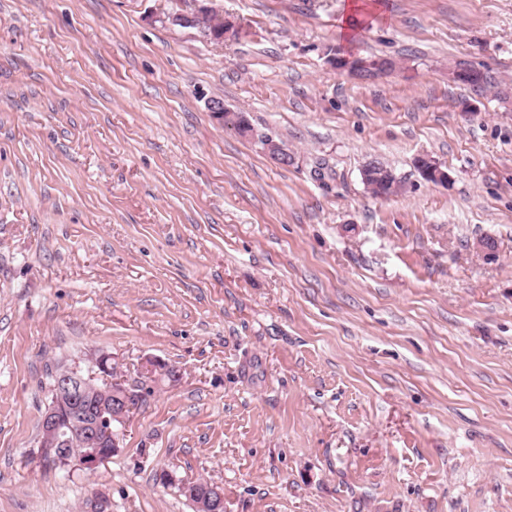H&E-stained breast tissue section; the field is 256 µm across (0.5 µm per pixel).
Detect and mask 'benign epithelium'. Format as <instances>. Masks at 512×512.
I'll use <instances>...</instances> for the list:
<instances>
[{
	"label": "benign epithelium",
	"instance_id": "obj_1",
	"mask_svg": "<svg viewBox=\"0 0 512 512\" xmlns=\"http://www.w3.org/2000/svg\"><path fill=\"white\" fill-rule=\"evenodd\" d=\"M419 166L436 184H446L450 180L448 172L427 157L420 158ZM67 369V374L57 378L51 402L41 418L42 445L55 448V460L63 466L95 471L106 463L99 449L106 448L114 454L120 448L122 429L133 408V393L126 380L113 373L112 356L108 354L89 357L85 367L75 364ZM97 385L104 386L108 395L85 411L82 423L85 436L95 448L84 457L74 459L71 449L59 447L61 415L81 397L82 391ZM197 507L203 512H224L223 491L216 484L208 485Z\"/></svg>",
	"mask_w": 512,
	"mask_h": 512
}]
</instances>
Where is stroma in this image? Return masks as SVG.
Instances as JSON below:
<instances>
[{"mask_svg": "<svg viewBox=\"0 0 512 512\" xmlns=\"http://www.w3.org/2000/svg\"><path fill=\"white\" fill-rule=\"evenodd\" d=\"M191 3L0 0V512H195L164 470L224 512H512V0H366L348 46L342 0H216L221 44ZM92 353L176 375L70 472L45 373ZM458 82L471 87L475 92L486 93L495 88L494 83L480 69L460 68Z\"/></svg>", "mask_w": 512, "mask_h": 512, "instance_id": "obj_1", "label": "stroma"}]
</instances>
